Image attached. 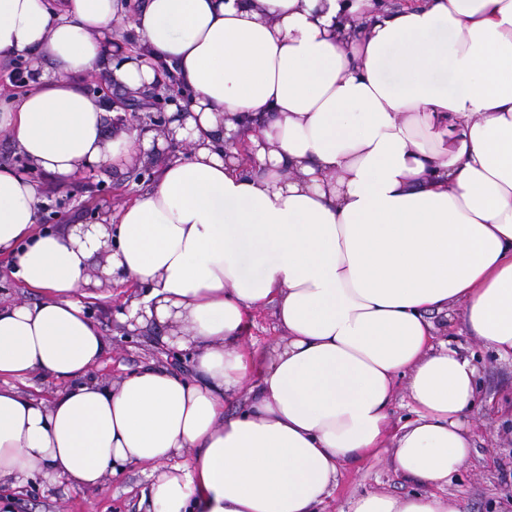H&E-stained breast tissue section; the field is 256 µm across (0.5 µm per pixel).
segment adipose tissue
<instances>
[{"instance_id": "adipose-tissue-1", "label": "adipose tissue", "mask_w": 512, "mask_h": 512, "mask_svg": "<svg viewBox=\"0 0 512 512\" xmlns=\"http://www.w3.org/2000/svg\"><path fill=\"white\" fill-rule=\"evenodd\" d=\"M32 55L44 68L0 103L27 162L0 167V254L41 295L0 305V484L88 492L135 465L152 512H318L343 463L388 449L422 491L351 512H464L446 485L479 369L430 315L512 357V0H0V60ZM89 77L174 84L189 149L117 214L40 232L41 177L138 144ZM102 249L107 276L145 290L137 327L193 351L195 378L88 380ZM266 307L285 331L269 350L244 342ZM33 375L64 389L27 395Z\"/></svg>"}]
</instances>
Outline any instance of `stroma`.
Here are the masks:
<instances>
[{"mask_svg":"<svg viewBox=\"0 0 512 512\" xmlns=\"http://www.w3.org/2000/svg\"><path fill=\"white\" fill-rule=\"evenodd\" d=\"M128 168L105 164L71 183H50L41 227L56 230L74 224H93L101 211L118 210L133 200L140 185L129 179ZM135 295V290L127 285L116 284L110 288L108 297L86 300L87 312L100 323L109 344L101 363L92 368V375L115 383L155 363L192 377L191 354L162 343L156 329L128 333L121 321L122 310ZM455 342L476 356L480 371L478 397L483 406L474 431L471 458L454 474L448 489L465 500L467 512H512V417L497 412L498 405L512 400V360L500 359L493 350L467 336L456 337ZM145 484L142 468L133 467L91 493H66L49 488L36 478L20 490L1 486L0 497L15 498V512H146L140 502ZM414 489V484L394 471L388 455L382 454L345 464L335 490L321 505L320 512H347L354 496L369 492L404 495Z\"/></svg>","mask_w":512,"mask_h":512,"instance_id":"stroma-1","label":"stroma"}]
</instances>
